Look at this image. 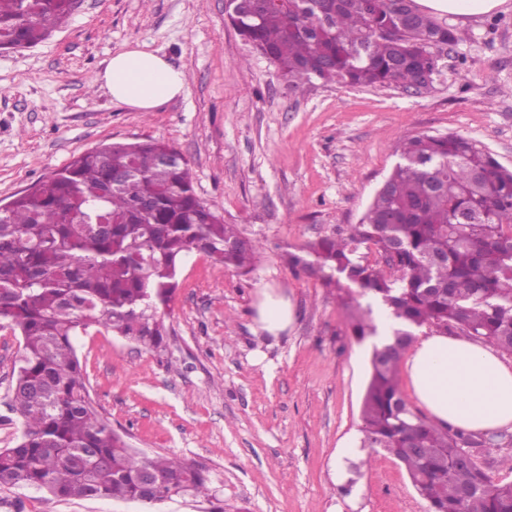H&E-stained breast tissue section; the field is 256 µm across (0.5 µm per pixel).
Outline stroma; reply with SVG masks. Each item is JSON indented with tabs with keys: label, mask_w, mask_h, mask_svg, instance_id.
<instances>
[{
	"label": "stroma",
	"mask_w": 512,
	"mask_h": 512,
	"mask_svg": "<svg viewBox=\"0 0 512 512\" xmlns=\"http://www.w3.org/2000/svg\"><path fill=\"white\" fill-rule=\"evenodd\" d=\"M453 26L461 40L421 94L291 88L228 24L225 0H76L46 40L0 50V201L86 150L158 139L185 157L199 198L261 245L246 275L185 260L164 350L99 327L74 340L111 428L146 456L194 464L210 496L143 506L0 486V512H430L404 467L360 445L372 340L357 341L336 288L288 256L357 223L410 136L472 137L512 167V0ZM136 46L184 72L183 96L143 112L95 85ZM268 288L293 309L275 336L258 323ZM21 348L0 328V448L22 432Z\"/></svg>",
	"instance_id": "stroma-1"
}]
</instances>
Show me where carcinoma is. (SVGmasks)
<instances>
[{"instance_id": "carcinoma-1", "label": "carcinoma", "mask_w": 512, "mask_h": 512, "mask_svg": "<svg viewBox=\"0 0 512 512\" xmlns=\"http://www.w3.org/2000/svg\"><path fill=\"white\" fill-rule=\"evenodd\" d=\"M74 0H0V49L42 41ZM233 28L289 84L432 88L459 37L414 0H242ZM148 139L87 150L0 207V323L23 340L13 386L23 433L0 448V485L55 497L156 505L206 496L205 478L178 458L146 457L101 417L73 344L101 327L148 349L165 347L160 310L179 269L201 252L247 273L260 245L202 202L188 161ZM400 156L359 223L289 255L321 273L350 307L351 292L399 324L374 346L361 411L362 444L402 463L431 512H512V481L493 482L481 457L500 435L439 426L402 395L398 367L423 328L463 335L512 355V170L479 140L421 133ZM129 181L112 184L116 172ZM374 249L370 262L361 247ZM347 285H342L341 280ZM372 309L350 326L376 335ZM471 461L461 464L459 451ZM166 483L150 492L139 476Z\"/></svg>"}]
</instances>
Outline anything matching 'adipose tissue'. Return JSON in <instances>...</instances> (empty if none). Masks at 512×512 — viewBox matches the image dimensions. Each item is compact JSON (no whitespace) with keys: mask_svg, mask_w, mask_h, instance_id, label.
Returning a JSON list of instances; mask_svg holds the SVG:
<instances>
[{"mask_svg":"<svg viewBox=\"0 0 512 512\" xmlns=\"http://www.w3.org/2000/svg\"><path fill=\"white\" fill-rule=\"evenodd\" d=\"M95 80L113 100L143 112L183 95L187 84L166 59L138 48L114 54ZM405 375L412 395L437 423L468 433L512 428V364L489 344L420 336Z\"/></svg>","mask_w":512,"mask_h":512,"instance_id":"adipose-tissue-1","label":"adipose tissue"}]
</instances>
